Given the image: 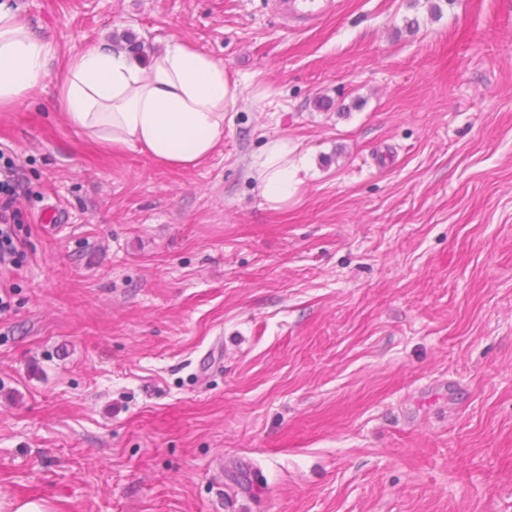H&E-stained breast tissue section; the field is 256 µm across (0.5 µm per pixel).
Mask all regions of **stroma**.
<instances>
[{
	"label": "stroma",
	"instance_id": "obj_1",
	"mask_svg": "<svg viewBox=\"0 0 512 512\" xmlns=\"http://www.w3.org/2000/svg\"><path fill=\"white\" fill-rule=\"evenodd\" d=\"M20 2L62 56L185 39L244 96L188 169L0 112V512H512V0ZM275 3L286 16L304 23L321 17L329 6L326 0H278ZM296 151L297 147L291 148L288 140L271 139L251 165L260 195L271 210L288 206L303 182L301 174L308 172L307 157ZM25 191L16 160L0 151V272H14L26 258V245L16 232L18 204Z\"/></svg>",
	"mask_w": 512,
	"mask_h": 512
}]
</instances>
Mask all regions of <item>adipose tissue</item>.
<instances>
[{
	"label": "adipose tissue",
	"mask_w": 512,
	"mask_h": 512,
	"mask_svg": "<svg viewBox=\"0 0 512 512\" xmlns=\"http://www.w3.org/2000/svg\"><path fill=\"white\" fill-rule=\"evenodd\" d=\"M50 85L86 140L137 149L174 169L220 152L226 114L239 100V82L223 61L188 41L172 39L148 53L99 42L64 60L53 37L37 32L14 0H0V112ZM252 168L265 205L280 210L295 196L308 160L287 140L271 139Z\"/></svg>",
	"instance_id": "ef3b65f1"
}]
</instances>
